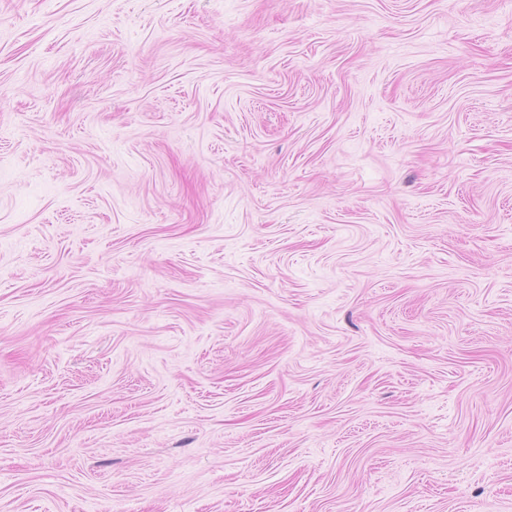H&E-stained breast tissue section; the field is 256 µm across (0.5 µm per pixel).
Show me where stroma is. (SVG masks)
<instances>
[{
  "label": "stroma",
  "instance_id": "stroma-1",
  "mask_svg": "<svg viewBox=\"0 0 512 512\" xmlns=\"http://www.w3.org/2000/svg\"><path fill=\"white\" fill-rule=\"evenodd\" d=\"M0 512H512V0H0Z\"/></svg>",
  "mask_w": 512,
  "mask_h": 512
}]
</instances>
